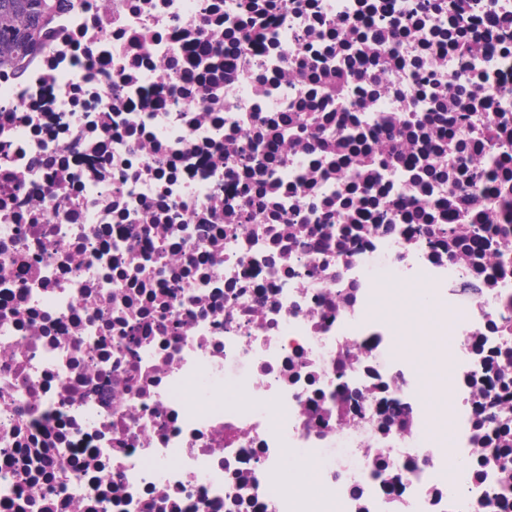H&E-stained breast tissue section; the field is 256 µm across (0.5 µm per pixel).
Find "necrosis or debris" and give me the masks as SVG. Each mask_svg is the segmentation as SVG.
<instances>
[{
	"label": "necrosis or debris",
	"mask_w": 512,
	"mask_h": 512,
	"mask_svg": "<svg viewBox=\"0 0 512 512\" xmlns=\"http://www.w3.org/2000/svg\"><path fill=\"white\" fill-rule=\"evenodd\" d=\"M52 2L0 66V512H512V0ZM382 262L447 304L453 464Z\"/></svg>",
	"instance_id": "1"
}]
</instances>
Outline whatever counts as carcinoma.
Masks as SVG:
<instances>
[{
	"label": "carcinoma",
	"instance_id": "1",
	"mask_svg": "<svg viewBox=\"0 0 512 512\" xmlns=\"http://www.w3.org/2000/svg\"><path fill=\"white\" fill-rule=\"evenodd\" d=\"M47 0H0V65L26 51Z\"/></svg>",
	"mask_w": 512,
	"mask_h": 512
}]
</instances>
